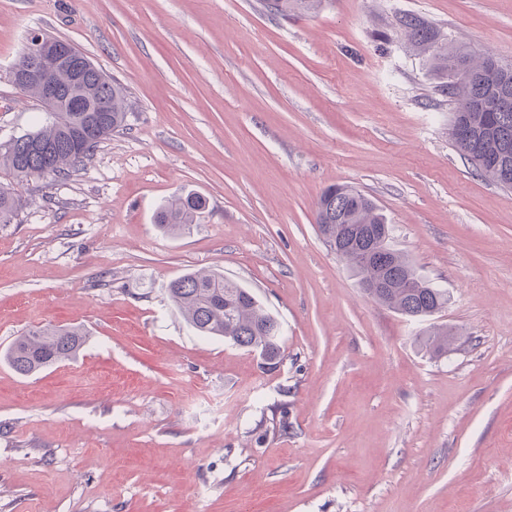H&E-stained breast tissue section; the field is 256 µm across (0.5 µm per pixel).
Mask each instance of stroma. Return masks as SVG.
I'll return each mask as SVG.
<instances>
[{"mask_svg": "<svg viewBox=\"0 0 512 512\" xmlns=\"http://www.w3.org/2000/svg\"><path fill=\"white\" fill-rule=\"evenodd\" d=\"M404 13L512 66V0H322L285 20L260 0H0V142L45 119L11 80L33 31L129 104L68 177L0 167L22 200L0 224V351L39 325L89 333L36 375L0 361V512H512V189L453 147L446 79ZM332 184L372 198L448 291V356L320 236ZM190 193L197 224L161 232L158 207ZM201 268L280 320L279 368L184 321L167 288Z\"/></svg>", "mask_w": 512, "mask_h": 512, "instance_id": "stroma-1", "label": "stroma"}]
</instances>
